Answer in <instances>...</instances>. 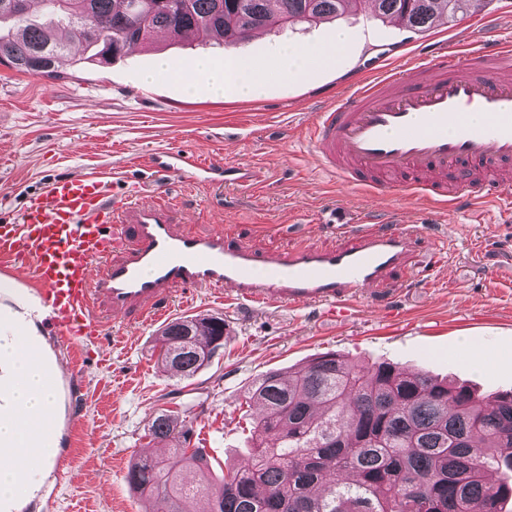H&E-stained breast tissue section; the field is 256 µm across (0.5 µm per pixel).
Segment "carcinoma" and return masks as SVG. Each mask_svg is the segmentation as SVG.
<instances>
[{
    "instance_id": "carcinoma-1",
    "label": "carcinoma",
    "mask_w": 512,
    "mask_h": 512,
    "mask_svg": "<svg viewBox=\"0 0 512 512\" xmlns=\"http://www.w3.org/2000/svg\"><path fill=\"white\" fill-rule=\"evenodd\" d=\"M0 0V64L57 77L71 34L87 59L115 58L158 30H188L229 47L251 32L295 21H320L357 10L362 0ZM381 18L399 17L423 31L474 13L483 0H373ZM164 371L193 377L224 347V319L196 315L171 321L158 336ZM258 409L245 464L211 484L192 428L166 413L149 434L177 461L142 457L127 481L153 502L152 512H191L199 498L210 512H499V488L486 473L512 468V392L480 397L464 386L390 363L364 366L323 353L285 377L277 370L247 392Z\"/></svg>"
}]
</instances>
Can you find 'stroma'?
<instances>
[{"label":"stroma","mask_w":512,"mask_h":512,"mask_svg":"<svg viewBox=\"0 0 512 512\" xmlns=\"http://www.w3.org/2000/svg\"><path fill=\"white\" fill-rule=\"evenodd\" d=\"M488 19L512 35V0H485L479 13L422 32L376 16L365 2L354 15L252 34L233 51L261 62L285 43L322 45L337 29L348 36L331 65L300 80L271 78L257 100L214 97L203 81L191 91L177 77L143 82L160 57L186 67L202 56L222 61V49L198 39H154L103 66L67 55L58 78L36 83L0 65V224L16 221L28 198L56 178L108 171L114 199L160 185L175 223L198 235L227 231L260 255L349 246L342 219L412 230L405 268L382 285L384 304L359 301L338 322L314 306L249 307L208 289L174 291L170 319L218 316L232 335L185 380L169 377L153 353L158 324L129 316L108 322L77 354L57 341L51 319L37 323L34 341L63 367L47 451L52 466L34 475L27 494L0 500V512H150L126 475L139 454L170 458L169 447L147 436L164 411L191 425L193 444L211 460L206 480L220 482L253 444L244 418L253 383L330 351L426 372L482 395L512 390V221L495 222L464 202L446 211L345 188L317 166L303 139L327 95L363 78L369 65L398 64L437 42L475 40ZM181 150L214 166H253L261 183L252 192H215L144 166L149 156Z\"/></svg>","instance_id":"obj_1"}]
</instances>
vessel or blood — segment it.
<instances>
[{
    "mask_svg": "<svg viewBox=\"0 0 512 512\" xmlns=\"http://www.w3.org/2000/svg\"><path fill=\"white\" fill-rule=\"evenodd\" d=\"M481 122H473L472 113ZM320 168L371 192L401 189L436 207L468 201L476 211L512 208V42L481 35L474 44H440L394 67H373L337 89L306 131ZM152 172L219 190L248 188L251 167H216L190 152L154 155ZM108 179L53 180L18 220L0 224V262L22 264L40 288L60 337L81 348L98 335L99 305L161 316L160 300L179 287L230 289L254 306L324 305L349 316L363 293L405 262L407 236L359 227L353 245L258 257L248 247L180 231L160 203L113 202ZM133 222L134 246L112 258V227Z\"/></svg>",
    "mask_w": 512,
    "mask_h": 512,
    "instance_id": "vessel-or-blood-1",
    "label": "vessel or blood"
}]
</instances>
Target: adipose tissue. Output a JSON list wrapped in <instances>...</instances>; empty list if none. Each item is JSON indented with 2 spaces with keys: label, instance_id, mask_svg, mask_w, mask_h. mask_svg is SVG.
I'll use <instances>...</instances> for the list:
<instances>
[{
  "label": "adipose tissue",
  "instance_id": "1",
  "mask_svg": "<svg viewBox=\"0 0 512 512\" xmlns=\"http://www.w3.org/2000/svg\"><path fill=\"white\" fill-rule=\"evenodd\" d=\"M343 48L344 36L339 33L326 45L286 47L278 56L288 62L287 76L299 79ZM267 73L263 64L228 56L220 64L193 63L185 81L204 79L216 95L230 93L253 100L261 97ZM43 316L39 308L22 319L0 310V494L25 490L34 469L49 464L40 451L51 444L55 396L50 380L58 370L33 359L30 352L34 323Z\"/></svg>",
  "mask_w": 512,
  "mask_h": 512
}]
</instances>
